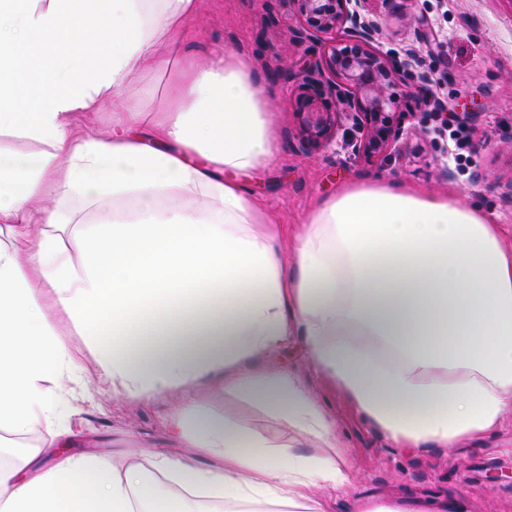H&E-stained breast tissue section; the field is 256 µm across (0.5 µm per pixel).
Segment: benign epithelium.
Instances as JSON below:
<instances>
[{"label":"benign epithelium","instance_id":"obj_1","mask_svg":"<svg viewBox=\"0 0 512 512\" xmlns=\"http://www.w3.org/2000/svg\"><path fill=\"white\" fill-rule=\"evenodd\" d=\"M304 24L292 31L296 42L313 40L337 29L344 30L352 45H334L322 51L320 60L301 72L296 94L298 142L300 147L328 150L336 144V128L342 120L351 122L354 134L346 142L354 154L389 156L404 134L409 113L398 111L388 94L399 82L418 103H431L442 111L445 103L429 91L432 78L417 71V53L388 60L372 49L381 33L378 16L370 0H296ZM346 105L333 110L329 99Z\"/></svg>","mask_w":512,"mask_h":512}]
</instances>
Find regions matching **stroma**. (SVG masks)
Segmentation results:
<instances>
[{
  "mask_svg": "<svg viewBox=\"0 0 512 512\" xmlns=\"http://www.w3.org/2000/svg\"><path fill=\"white\" fill-rule=\"evenodd\" d=\"M382 31L377 52L403 59L419 48L421 71L433 79L432 91L461 122L467 137L457 152L447 134L436 133L439 121L427 107L405 97L403 86L390 92L408 112L400 150L391 156L352 154L344 142L348 123L336 131L333 151L301 150L291 98L298 74L315 63L314 43H296L293 29L302 17L296 0H201V14L187 35V49L204 60L217 45L248 55L256 77L273 101L275 133L282 146L279 163L270 169L238 174L278 223H303L318 200L335 194L350 180H398L430 192L453 191L457 199L479 205L501 224L512 243V0H374ZM425 19L431 42L418 46L417 19ZM451 177H443L442 168ZM321 401L336 421V434L351 466L347 490H333V512H355L360 500L388 505L401 502L413 512H512V420L476 444L404 453L392 448L353 408L338 388L314 379ZM70 402L69 436L55 440L72 452H98L119 466L136 455L161 452L185 455L173 443L167 421L171 402H126L106 395L88 400L89 382H66ZM217 417L236 415L248 432L269 438L282 427L269 413L224 404L223 391L205 400Z\"/></svg>",
  "mask_w": 512,
  "mask_h": 512,
  "instance_id": "stroma-1",
  "label": "stroma"
}]
</instances>
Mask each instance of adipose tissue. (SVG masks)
<instances>
[{"label": "adipose tissue", "mask_w": 512, "mask_h": 512, "mask_svg": "<svg viewBox=\"0 0 512 512\" xmlns=\"http://www.w3.org/2000/svg\"><path fill=\"white\" fill-rule=\"evenodd\" d=\"M200 0H0V430L66 418L70 368L136 403L178 395L174 442L118 468L98 454L0 467V512H331L349 464L306 377L337 385L392 447L456 448L512 417V247L480 207L384 179L351 181L297 230L233 172L276 165L281 145L251 59L181 58ZM158 107L122 108L106 136L75 116L117 101L145 66ZM111 217L59 220L72 197ZM53 198L54 206L37 207ZM208 201L196 207L194 198ZM87 336L73 358L61 324ZM307 370L276 363L288 344ZM266 409L279 439L248 435L199 399ZM313 439L303 453L296 438ZM207 465H200V458Z\"/></svg>", "instance_id": "ef3b65f1"}]
</instances>
